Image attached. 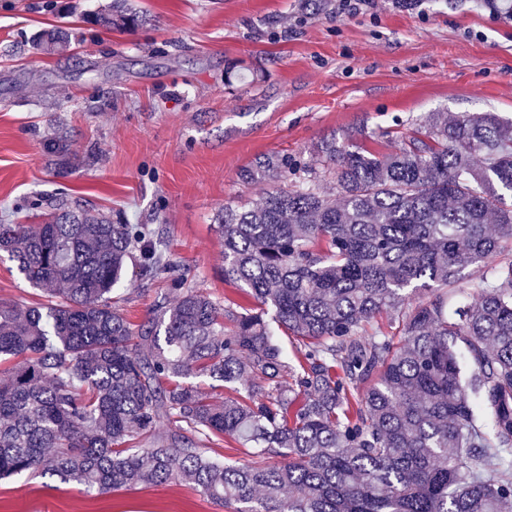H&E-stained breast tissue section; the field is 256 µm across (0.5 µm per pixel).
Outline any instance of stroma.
Masks as SVG:
<instances>
[{
    "instance_id": "35a3bbf8",
    "label": "stroma",
    "mask_w": 512,
    "mask_h": 512,
    "mask_svg": "<svg viewBox=\"0 0 512 512\" xmlns=\"http://www.w3.org/2000/svg\"><path fill=\"white\" fill-rule=\"evenodd\" d=\"M149 22L106 30L84 14L109 0H0V220L39 224L33 195L65 193L93 212L159 229L170 273L113 298L133 325L174 278L217 301L225 282L215 218L275 188L267 161L318 167L317 148L353 137L396 151L432 112L512 120V7L506 0H376L337 15L336 0H136ZM66 51L33 54L52 26ZM68 133L73 168L43 149ZM38 298L0 252V306ZM0 512H222L190 483L96 493L25 474L0 479Z\"/></svg>"
}]
</instances>
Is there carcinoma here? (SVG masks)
<instances>
[{"label": "carcinoma", "instance_id": "cac0c4a2", "mask_svg": "<svg viewBox=\"0 0 512 512\" xmlns=\"http://www.w3.org/2000/svg\"><path fill=\"white\" fill-rule=\"evenodd\" d=\"M146 20L130 0L91 16ZM70 41L56 27L33 48ZM44 148L68 174L66 136ZM319 153L320 173L268 163L291 188L217 215L224 281L252 313L177 280L176 303L156 302L135 331L112 294L131 257L143 284L171 270L150 225L65 204L30 229L0 224V251L48 298L22 314L0 306V362L14 361L0 478L102 492L183 480L224 512L512 509V121L433 112L394 153L350 139ZM498 256L479 303L450 307L464 271ZM384 311L402 312L398 334L365 335ZM278 331L298 340L296 362ZM195 373L237 396L204 397L182 382ZM217 439L270 461H218Z\"/></svg>", "mask_w": 512, "mask_h": 512}]
</instances>
